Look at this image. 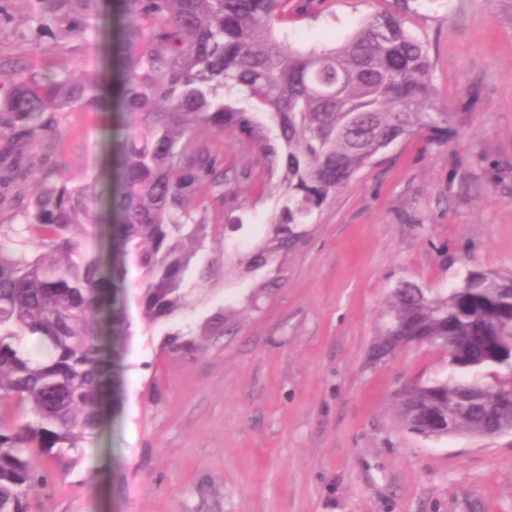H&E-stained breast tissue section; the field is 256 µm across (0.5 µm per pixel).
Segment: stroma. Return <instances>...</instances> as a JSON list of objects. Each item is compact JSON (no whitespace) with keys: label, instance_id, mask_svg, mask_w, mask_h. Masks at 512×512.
<instances>
[{"label":"stroma","instance_id":"35a3bbf8","mask_svg":"<svg viewBox=\"0 0 512 512\" xmlns=\"http://www.w3.org/2000/svg\"><path fill=\"white\" fill-rule=\"evenodd\" d=\"M0 58L41 69L33 45L57 29L32 25L36 0H7ZM407 26L426 41L448 131L390 146L310 225L284 265L227 275L169 321L148 325L139 286L124 292L131 336L103 429L67 469L51 468L50 499L30 512H512V433L430 440L398 405L416 380L447 377L448 355L410 345L383 361L372 346L402 281L433 290L468 271H512V0H411ZM382 0H322L315 15L289 0L277 24L296 48H331ZM72 48L96 95L101 21ZM67 134L35 151L61 157L77 184L102 187L107 116L68 113ZM224 161L249 166L240 184L245 239L276 210L280 172L224 135ZM277 287L251 301L254 287ZM226 313L222 331L212 317ZM196 346L170 353L169 334Z\"/></svg>","mask_w":512,"mask_h":512}]
</instances>
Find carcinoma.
I'll return each mask as SVG.
<instances>
[{"label": "carcinoma", "instance_id": "carcinoma-1", "mask_svg": "<svg viewBox=\"0 0 512 512\" xmlns=\"http://www.w3.org/2000/svg\"><path fill=\"white\" fill-rule=\"evenodd\" d=\"M35 20L60 40L35 50L60 70L0 62V185H32L23 223L0 224V512H29L50 488L46 462L68 465L99 428L113 354L130 323L116 294L138 271V306L151 324L184 308L192 287L220 274L206 252L244 229L224 205L250 180L224 166V132L283 170L265 242L228 256L250 273L292 254L307 226L356 174L399 139L446 126L426 42L406 27L408 0L367 16L341 45L301 51L277 38L288 0H117L113 53L123 74L115 132L119 175L106 188L119 256L88 252L80 228L98 222L96 188L72 183L61 160L29 154L58 138V117L98 108L67 44L84 38L90 8L112 23L104 0H38ZM266 107L271 141L250 105ZM448 352L444 379L417 381L401 397L410 432L512 431V271L468 272L431 291L400 282L374 346L383 358L410 337ZM490 371L485 382L480 373Z\"/></svg>", "mask_w": 512, "mask_h": 512}]
</instances>
